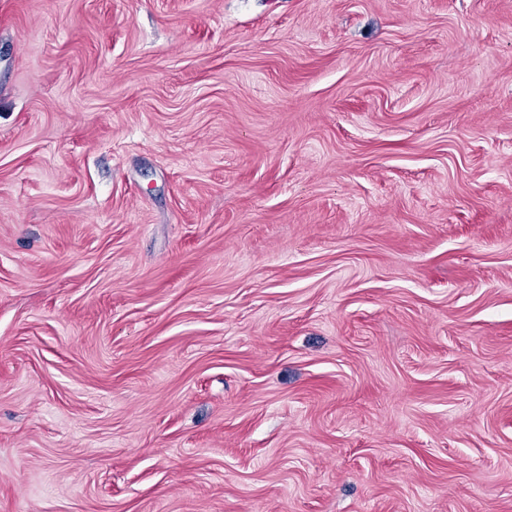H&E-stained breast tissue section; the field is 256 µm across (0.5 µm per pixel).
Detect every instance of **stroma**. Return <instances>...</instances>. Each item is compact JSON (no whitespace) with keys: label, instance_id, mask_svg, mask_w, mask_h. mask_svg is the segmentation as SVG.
<instances>
[{"label":"stroma","instance_id":"35a3bbf8","mask_svg":"<svg viewBox=\"0 0 512 512\" xmlns=\"http://www.w3.org/2000/svg\"><path fill=\"white\" fill-rule=\"evenodd\" d=\"M0 512H512V0H0Z\"/></svg>","mask_w":512,"mask_h":512}]
</instances>
